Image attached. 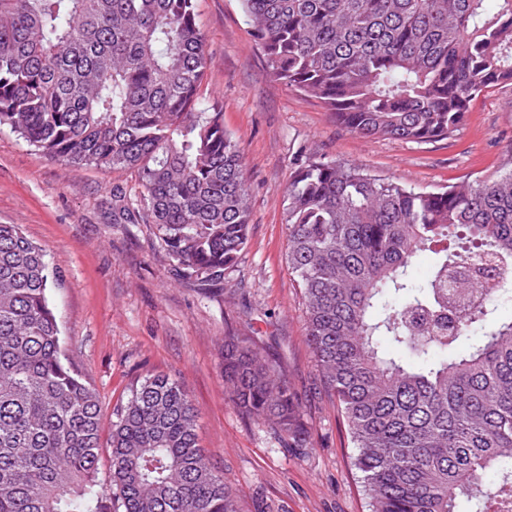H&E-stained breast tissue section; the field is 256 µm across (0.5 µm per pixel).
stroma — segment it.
I'll list each match as a JSON object with an SVG mask.
<instances>
[{
	"label": "stroma",
	"mask_w": 512,
	"mask_h": 512,
	"mask_svg": "<svg viewBox=\"0 0 512 512\" xmlns=\"http://www.w3.org/2000/svg\"><path fill=\"white\" fill-rule=\"evenodd\" d=\"M209 64L203 92L224 112L251 189L252 221L237 264L217 286L186 279L153 225L112 221V188L133 171L68 167L0 128V224L44 248L62 351L98 394L101 436L149 374L177 379L198 413L200 444L238 512H368L356 454L306 339L287 262L285 192L296 160L360 167L432 192L512 168V85L479 96L444 140L366 139L316 100L276 81L240 0H195ZM253 337L301 403V439L244 415L224 388V338Z\"/></svg>",
	"instance_id": "obj_1"
}]
</instances>
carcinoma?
Returning a JSON list of instances; mask_svg holds the SVG:
<instances>
[{
	"mask_svg": "<svg viewBox=\"0 0 512 512\" xmlns=\"http://www.w3.org/2000/svg\"><path fill=\"white\" fill-rule=\"evenodd\" d=\"M242 4L274 78L362 137L444 139L480 94L512 85V0ZM207 67L194 0H0V127L70 166L137 171L140 206L112 189L113 223L154 225L205 286L237 263L251 216L239 144L201 93ZM287 199L307 340L371 512H456L461 498L512 512V320L454 351L512 288V170L415 193L304 160ZM53 285L46 251L0 224V512H111L99 398L65 362ZM224 382L243 413L300 437V404L255 340L224 337ZM109 448L121 512H237L170 377L131 392Z\"/></svg>",
	"mask_w": 512,
	"mask_h": 512,
	"instance_id": "obj_1",
	"label": "carcinoma"
}]
</instances>
